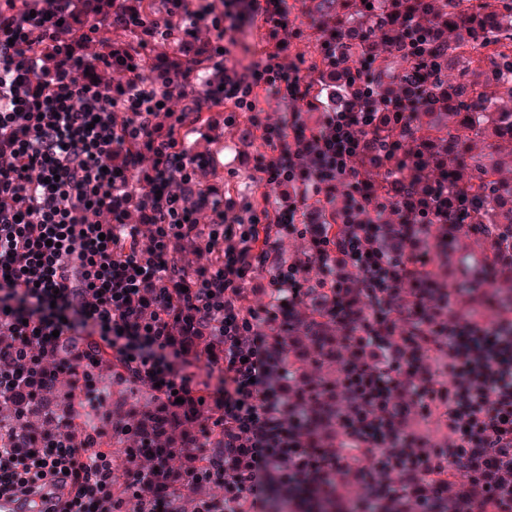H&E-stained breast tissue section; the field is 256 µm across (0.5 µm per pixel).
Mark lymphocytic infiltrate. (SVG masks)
<instances>
[{
    "label": "lymphocytic infiltrate",
    "mask_w": 512,
    "mask_h": 512,
    "mask_svg": "<svg viewBox=\"0 0 512 512\" xmlns=\"http://www.w3.org/2000/svg\"><path fill=\"white\" fill-rule=\"evenodd\" d=\"M249 9L273 45L231 75L224 0H0V499L274 512V485L290 512H512V299L456 287L459 225L341 189L377 100L308 109L292 4ZM228 99L266 146L238 202L186 145ZM216 443L220 498L197 478Z\"/></svg>",
    "instance_id": "lymphocytic-infiltrate-1"
}]
</instances>
